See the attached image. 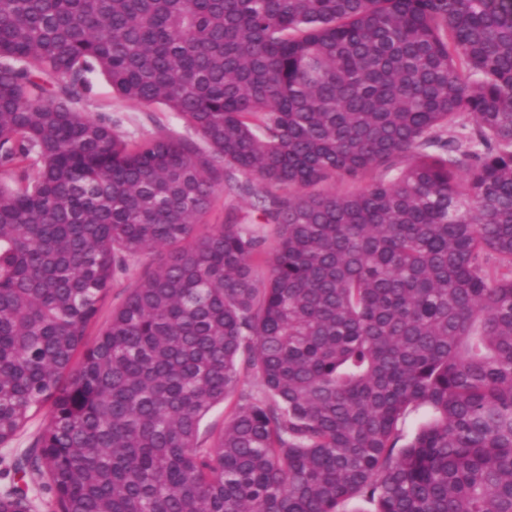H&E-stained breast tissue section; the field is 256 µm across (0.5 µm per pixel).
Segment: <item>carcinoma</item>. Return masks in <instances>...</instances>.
Here are the masks:
<instances>
[{
    "instance_id": "cac0c4a2",
    "label": "carcinoma",
    "mask_w": 512,
    "mask_h": 512,
    "mask_svg": "<svg viewBox=\"0 0 512 512\" xmlns=\"http://www.w3.org/2000/svg\"><path fill=\"white\" fill-rule=\"evenodd\" d=\"M44 407L51 512H512V0H0V446ZM77 109L92 116L100 113L109 116L117 121L116 130L130 138H147L163 128L168 133L199 140L193 130L165 106L141 105L118 97L101 76L93 80L92 92ZM231 213L239 224H250L252 230L257 231L268 239V245L273 243V226L264 224L259 212L255 211L252 201L247 197H229L220 193L215 207L210 215L211 224H222L227 214ZM150 261H151V258L146 259L144 261L143 265L137 267L131 273L129 278L122 280L119 284H117L116 286L111 288L105 301L103 302V304L100 308L98 315L96 316V318L94 319V321L91 324V328H90V331L92 333V336H90L91 338H93L94 335L100 329H103L107 325V323L109 322V320L112 316V311L122 303V301L127 293V288H125V287H127L128 285L133 283L142 274L145 267L147 266V264L150 263Z\"/></svg>"
}]
</instances>
